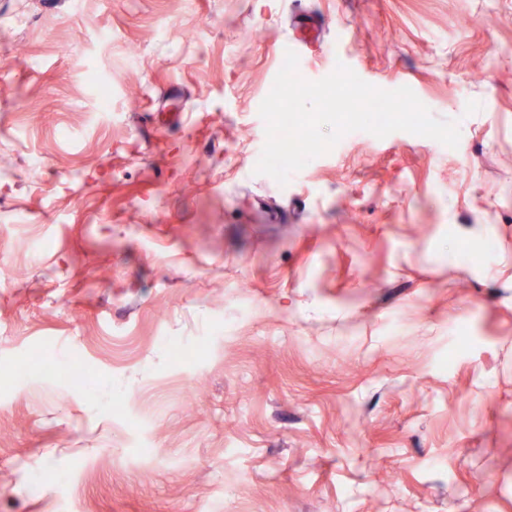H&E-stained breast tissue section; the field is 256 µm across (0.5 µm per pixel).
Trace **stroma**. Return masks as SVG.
<instances>
[{"label":"stroma","instance_id":"35a3bbf8","mask_svg":"<svg viewBox=\"0 0 512 512\" xmlns=\"http://www.w3.org/2000/svg\"><path fill=\"white\" fill-rule=\"evenodd\" d=\"M302 12L458 147L256 173ZM4 361L0 512H512V0H0Z\"/></svg>","mask_w":512,"mask_h":512}]
</instances>
